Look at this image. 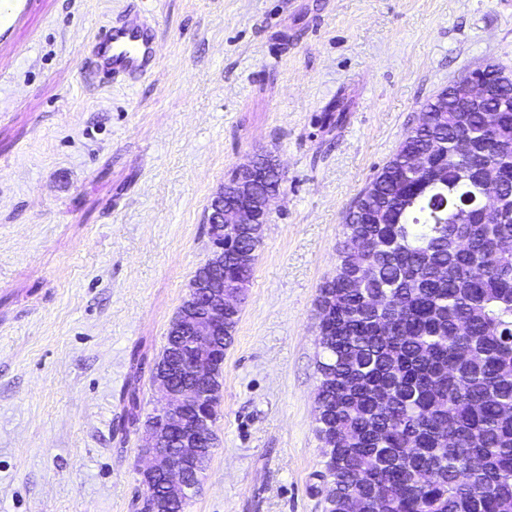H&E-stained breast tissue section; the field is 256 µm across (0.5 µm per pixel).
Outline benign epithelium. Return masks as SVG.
<instances>
[{
    "label": "benign epithelium",
    "instance_id": "benign-epithelium-1",
    "mask_svg": "<svg viewBox=\"0 0 512 512\" xmlns=\"http://www.w3.org/2000/svg\"><path fill=\"white\" fill-rule=\"evenodd\" d=\"M492 94L494 89L476 76L457 87V96L465 103ZM237 177L231 200H225L221 190L211 202L208 224L214 233H224L225 224H239L249 234L252 226L268 223L270 202L277 191L261 189L267 172L258 158L238 165ZM240 302L241 290L224 286V246H218L195 272L189 293L169 327L175 354L153 369L160 398L157 419L146 425L142 453L149 465L143 475L150 485L162 480L160 512L195 491L190 477L213 449L212 418L203 409L205 399L213 395L208 359L216 350L215 342L224 335V314L237 310Z\"/></svg>",
    "mask_w": 512,
    "mask_h": 512
}]
</instances>
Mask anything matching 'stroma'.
<instances>
[{
    "label": "stroma",
    "instance_id": "stroma-1",
    "mask_svg": "<svg viewBox=\"0 0 512 512\" xmlns=\"http://www.w3.org/2000/svg\"><path fill=\"white\" fill-rule=\"evenodd\" d=\"M31 2L0 50V512H137L131 355H161L212 197L266 152L283 182L189 512H322L317 299L344 217L422 103L512 71V0H143L161 62L103 89L81 62L124 0Z\"/></svg>",
    "mask_w": 512,
    "mask_h": 512
}]
</instances>
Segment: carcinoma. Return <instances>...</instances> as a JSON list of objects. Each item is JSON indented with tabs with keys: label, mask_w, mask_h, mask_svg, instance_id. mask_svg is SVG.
I'll use <instances>...</instances> for the list:
<instances>
[{
	"label": "carcinoma",
	"mask_w": 512,
	"mask_h": 512,
	"mask_svg": "<svg viewBox=\"0 0 512 512\" xmlns=\"http://www.w3.org/2000/svg\"><path fill=\"white\" fill-rule=\"evenodd\" d=\"M452 84L344 218L336 274L320 289L318 433L333 492L324 512H506L512 507V214L478 209L512 194V112L489 98L458 111ZM481 146L499 182L463 174L459 140ZM426 156L428 168L410 158ZM253 267L224 260V284ZM240 317L227 323L224 353ZM138 377L123 394L140 416Z\"/></svg>",
	"instance_id": "1"
}]
</instances>
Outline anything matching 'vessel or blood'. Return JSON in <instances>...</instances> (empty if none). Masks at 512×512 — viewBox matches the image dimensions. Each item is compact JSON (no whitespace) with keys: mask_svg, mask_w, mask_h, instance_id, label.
Segmentation results:
<instances>
[{"mask_svg":"<svg viewBox=\"0 0 512 512\" xmlns=\"http://www.w3.org/2000/svg\"><path fill=\"white\" fill-rule=\"evenodd\" d=\"M29 0H0V44L10 45L13 29L27 15ZM157 21L129 0L126 8L102 25L89 41L81 70L92 85L147 78L159 64Z\"/></svg>","mask_w":512,"mask_h":512,"instance_id":"vessel-or-blood-1","label":"vessel or blood"}]
</instances>
